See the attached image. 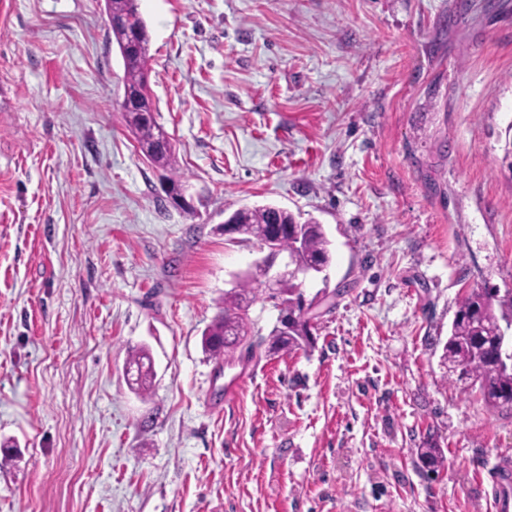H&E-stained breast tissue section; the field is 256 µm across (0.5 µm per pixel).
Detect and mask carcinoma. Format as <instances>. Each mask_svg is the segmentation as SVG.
Wrapping results in <instances>:
<instances>
[{"label":"carcinoma","mask_w":512,"mask_h":512,"mask_svg":"<svg viewBox=\"0 0 512 512\" xmlns=\"http://www.w3.org/2000/svg\"><path fill=\"white\" fill-rule=\"evenodd\" d=\"M112 12V36L119 49L124 66V87L147 92L149 41L137 50L127 47L129 36L135 31H146V24L139 11L138 0H108ZM124 120L135 136L145 158L156 168L172 173L169 184L180 185L175 173L174 146L155 117H141L134 112L123 113ZM234 232L243 240L260 244L267 239L274 225L284 229L279 246L292 258L298 275L283 278L277 288L278 299L288 306L292 324L288 331L273 329L269 334L268 351L292 352L312 347L314 301H306L302 291V278L325 270L331 262L330 241L324 226L309 219L300 222L287 209L267 205L244 207L233 213ZM263 271L255 267L248 271L238 286L224 294V312L219 314L202 335V346L215 358L224 357V363L235 361L237 350L256 356L264 340H252L254 322L249 317L251 306L260 299L259 280ZM512 327V291L500 294L495 288H473L458 302L443 359L448 368H461L463 373L479 383L483 400L492 408H512V370L502 366L496 357L499 336ZM127 372L133 384L144 393L149 390L154 371L149 354L141 350L127 361ZM419 457L430 472H435L443 462L437 444L428 441L418 449Z\"/></svg>","instance_id":"1"}]
</instances>
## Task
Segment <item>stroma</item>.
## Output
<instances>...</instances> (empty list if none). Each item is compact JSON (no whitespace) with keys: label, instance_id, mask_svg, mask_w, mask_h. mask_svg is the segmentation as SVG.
<instances>
[{"label":"stroma","instance_id":"35a3bbf8","mask_svg":"<svg viewBox=\"0 0 512 512\" xmlns=\"http://www.w3.org/2000/svg\"><path fill=\"white\" fill-rule=\"evenodd\" d=\"M139 9L183 206L105 0H0V512H499L512 409L441 356L467 291L512 290V0ZM267 204L331 242L315 343L227 366L201 336L259 251L224 221ZM123 116L145 158L158 169L176 173L174 146L155 116L141 117L136 112H123ZM134 372V373H133ZM127 373H132L133 384L141 393L147 392L154 378V371L149 354L141 350L132 354L127 361Z\"/></svg>","mask_w":512,"mask_h":512}]
</instances>
